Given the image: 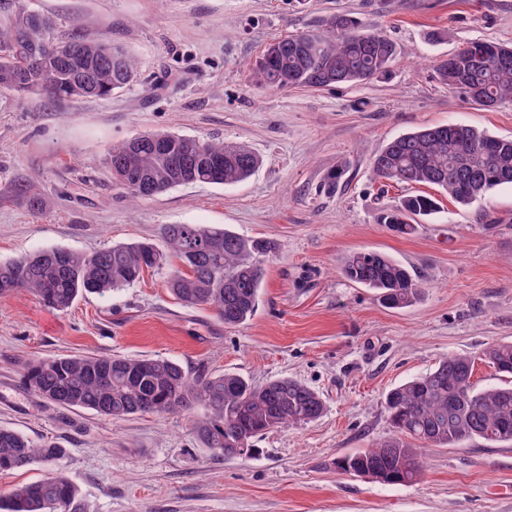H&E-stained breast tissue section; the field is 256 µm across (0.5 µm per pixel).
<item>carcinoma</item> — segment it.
<instances>
[{
    "mask_svg": "<svg viewBox=\"0 0 512 512\" xmlns=\"http://www.w3.org/2000/svg\"><path fill=\"white\" fill-rule=\"evenodd\" d=\"M51 17L15 0L0 20V89L40 92L52 100L106 98L127 88L133 64L122 50L102 41L74 36L50 38ZM80 50L82 69L57 65L60 49ZM397 56L383 34L364 29L345 14L331 16L320 32L288 35L270 43L256 62L265 87L323 88L369 81L388 71ZM512 48L476 40L440 61L437 73L448 90L485 109L512 100ZM139 156L131 161L130 141L112 147L109 165L117 183L134 198H151L171 188L203 183L198 158L222 160L221 183L247 179L258 165L244 145L202 141L172 133H142ZM376 179L406 186L425 185L466 206L492 190L512 186V137L493 136L472 126L448 123L402 134L371 162ZM439 200L415 193L384 215L393 231L408 235L413 222L437 212ZM163 247L134 242L90 254L54 247L0 262V299L29 292L45 306L68 309L80 296L135 285L147 270L176 259L166 288L187 307L209 306L227 326L245 323L256 311L263 281V258L271 242L245 239L225 228L168 224ZM342 274L374 292L389 308H405L420 296L412 272L391 256L357 251L341 262ZM480 360L501 377L502 385L477 387L475 358L454 354L431 371L392 389L386 409L394 434L389 439L336 462L344 472L389 484L412 482L420 473L407 439L452 448L465 441L512 443V343L485 348ZM24 384L42 399L66 409H86L113 419L134 415L166 416L196 407L197 437L224 457L248 456L254 441L268 431L316 420L323 412L319 394L290 378L263 385L236 374L194 375L165 358L69 355L29 363ZM68 449L49 441L39 446L20 433L0 428V470L51 464L42 478L14 487L0 499V512H86L79 488L60 462Z\"/></svg>",
    "mask_w": 512,
    "mask_h": 512,
    "instance_id": "cac0c4a2",
    "label": "carcinoma"
}]
</instances>
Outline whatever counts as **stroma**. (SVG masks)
Instances as JSON below:
<instances>
[{"instance_id":"obj_1","label":"stroma","mask_w":512,"mask_h":512,"mask_svg":"<svg viewBox=\"0 0 512 512\" xmlns=\"http://www.w3.org/2000/svg\"><path fill=\"white\" fill-rule=\"evenodd\" d=\"M54 40H103L136 63L108 98L55 101L0 90V261L38 249L80 252L161 243L169 224H205L275 245L255 315L225 325L165 286L133 287L56 311L28 293L0 299V426L68 448L62 466L90 512H512V443L427 447L410 483L344 473L336 461L392 436L386 394L451 354L512 343V187L440 212L400 235L382 224L408 190L382 185L375 154L410 130L461 123L512 137V101L485 110L449 92L435 66L474 40L512 46V0H28ZM347 14L387 36L386 76L272 90L252 66L284 35ZM143 132L247 145L259 158L235 185H180L147 200L115 185L113 144ZM27 186L20 194L18 186ZM42 205L32 209L29 198ZM373 250L422 286L402 309L348 281L341 259ZM167 358L195 373L288 377L321 395L322 416L263 435L226 459L193 431L195 411L112 419L65 410L22 381L40 357Z\"/></svg>"}]
</instances>
